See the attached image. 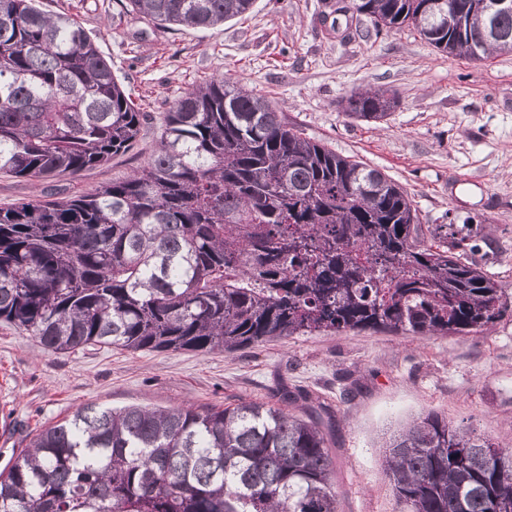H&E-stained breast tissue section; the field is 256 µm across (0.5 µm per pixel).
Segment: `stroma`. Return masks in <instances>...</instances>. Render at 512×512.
Segmentation results:
<instances>
[{
    "mask_svg": "<svg viewBox=\"0 0 512 512\" xmlns=\"http://www.w3.org/2000/svg\"><path fill=\"white\" fill-rule=\"evenodd\" d=\"M332 2L254 0L220 27L177 30L142 21L122 0H38L85 29L143 120L132 150L76 178L0 174V208L87 195L124 179L147 164L174 102L226 75L267 93L303 136L384 171L422 223L479 217L475 259L512 288V53L455 59L411 29L379 33L366 18L345 39L322 23ZM378 87L399 97L385 120L343 114V98ZM280 382L326 407L340 512H397L382 445L421 412L512 448V315L484 334L322 332L209 354L103 346L57 354L0 322V469L85 404L267 402Z\"/></svg>",
    "mask_w": 512,
    "mask_h": 512,
    "instance_id": "35a3bbf8",
    "label": "stroma"
}]
</instances>
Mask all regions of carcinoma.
Wrapping results in <instances>:
<instances>
[{"label":"carcinoma","mask_w":512,"mask_h":512,"mask_svg":"<svg viewBox=\"0 0 512 512\" xmlns=\"http://www.w3.org/2000/svg\"><path fill=\"white\" fill-rule=\"evenodd\" d=\"M438 51L512 53L494 0H341ZM253 0H127L149 24L216 27ZM397 103L352 94L366 122ZM143 113L84 29L0 0V172L76 176L129 151ZM471 222L421 224L382 170L302 137L227 77L186 92L147 167L89 195L0 208V320L54 353L233 352L315 332L489 331L512 292ZM399 512H512V448L435 412L384 445ZM329 426L270 402L78 407L0 471V512H338Z\"/></svg>","instance_id":"obj_1"}]
</instances>
